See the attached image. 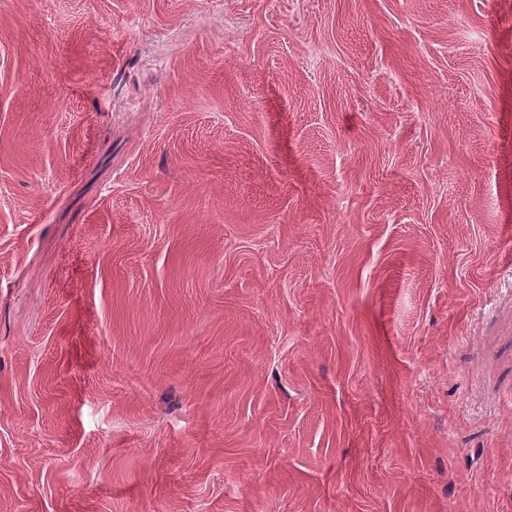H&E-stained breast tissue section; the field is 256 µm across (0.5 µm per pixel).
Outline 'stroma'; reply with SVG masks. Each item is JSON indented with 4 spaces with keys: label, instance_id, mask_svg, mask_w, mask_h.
Wrapping results in <instances>:
<instances>
[{
    "label": "stroma",
    "instance_id": "1",
    "mask_svg": "<svg viewBox=\"0 0 512 512\" xmlns=\"http://www.w3.org/2000/svg\"><path fill=\"white\" fill-rule=\"evenodd\" d=\"M0 512H512V0H0Z\"/></svg>",
    "mask_w": 512,
    "mask_h": 512
}]
</instances>
